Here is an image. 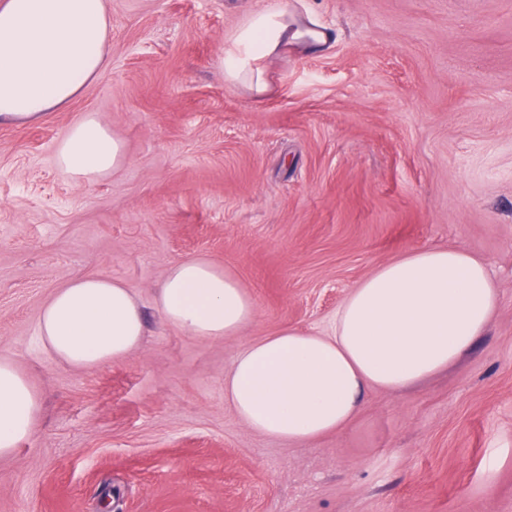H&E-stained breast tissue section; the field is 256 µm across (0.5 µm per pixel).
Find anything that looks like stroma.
Instances as JSON below:
<instances>
[{"label": "stroma", "instance_id": "35a3bbf8", "mask_svg": "<svg viewBox=\"0 0 512 512\" xmlns=\"http://www.w3.org/2000/svg\"><path fill=\"white\" fill-rule=\"evenodd\" d=\"M316 17L328 47L224 81L249 12ZM108 65L34 125L0 124V357L40 396L0 458V512H512V0H110ZM96 114L125 146L80 184L55 161ZM484 261L499 308L455 365L365 392L345 428L257 434L224 400L248 342L330 331L350 289L425 247ZM232 271L256 316L205 339L157 304L167 268ZM104 276L144 317L125 358L82 370L39 336L43 304Z\"/></svg>", "mask_w": 512, "mask_h": 512}]
</instances>
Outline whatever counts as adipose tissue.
I'll return each mask as SVG.
<instances>
[{
    "label": "adipose tissue",
    "mask_w": 512,
    "mask_h": 512,
    "mask_svg": "<svg viewBox=\"0 0 512 512\" xmlns=\"http://www.w3.org/2000/svg\"><path fill=\"white\" fill-rule=\"evenodd\" d=\"M111 38L107 0H0V122L35 124L68 106L104 71ZM330 38L318 20L258 8L227 40L224 80L264 98L271 59L301 41L320 49ZM56 160L90 184L120 167L124 144L89 113L70 126ZM157 304L173 326L210 339L239 335L255 317L236 275L199 257L167 269ZM498 304L495 282L471 253L410 252L351 288L331 334L285 327L247 343L224 377V398L252 431L292 442L318 438L353 421L367 389L399 391L452 365ZM39 333L70 365L92 369L135 349L144 321L122 283L89 276L48 298ZM39 409L30 382L0 358V457L31 435Z\"/></svg>",
    "instance_id": "1"
}]
</instances>
